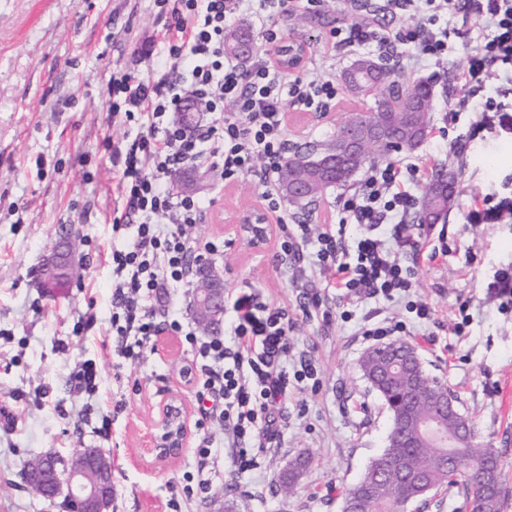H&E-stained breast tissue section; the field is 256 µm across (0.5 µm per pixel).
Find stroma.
Listing matches in <instances>:
<instances>
[{
    "label": "stroma",
    "mask_w": 512,
    "mask_h": 512,
    "mask_svg": "<svg viewBox=\"0 0 512 512\" xmlns=\"http://www.w3.org/2000/svg\"><path fill=\"white\" fill-rule=\"evenodd\" d=\"M354 17L336 0H323L314 13L297 0L277 22L285 38L315 45ZM440 23L450 32L447 56L410 76L433 85L430 134L419 148L387 156L391 162L422 160L427 173L455 176L443 222L448 259L420 262L416 274L415 295L430 304L433 319L415 328L410 342L495 449L505 512H512V306L486 294L498 272L512 269V220H466L468 210L485 204H512V94L490 125L479 111L451 114L464 94L456 71L475 42L461 19ZM162 39L149 0H0V512H67L63 500L37 495L19 473L39 455L65 459L90 444L112 460V512H172L174 498L181 512H211L229 499L238 512H341L344 490L385 448L391 426L358 367L374 343L362 336L360 317L327 327L298 310L292 270L277 259L276 241L254 251L243 237L225 232V225L259 206L252 181L225 182L221 167L209 160L187 168L193 196L211 203L193 232L203 243L224 242L213 259L224 268L225 293L254 286L287 307L293 351L310 359L321 379L317 391H292L283 403L288 426L278 448L245 473L224 458L208 498L183 500L200 434L224 444L219 424L197 425L195 392L180 378L189 348L166 335L157 352L131 364L102 346L112 311L108 257L118 179L110 145L131 131L108 112L107 83L121 64L146 71L148 60L134 45ZM374 101L344 92L327 115L289 112L290 146L331 138L351 113ZM459 139L467 144L462 155L451 147ZM64 225L76 236L77 264L69 286L50 292L42 286V264ZM88 314L96 324L85 330L81 320ZM458 321L464 327L457 336L450 328ZM85 360L100 371V391L92 396L74 393L69 379ZM173 395L188 406L193 423L182 453L159 462L148 451L149 438L160 405ZM120 396L126 406L116 413L112 401ZM108 413L114 419L103 439L97 429ZM299 456L309 459L306 475L294 494L276 493L277 476Z\"/></svg>",
    "instance_id": "35a3bbf8"
}]
</instances>
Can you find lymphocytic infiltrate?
<instances>
[{
    "label": "lymphocytic infiltrate",
    "mask_w": 512,
    "mask_h": 512,
    "mask_svg": "<svg viewBox=\"0 0 512 512\" xmlns=\"http://www.w3.org/2000/svg\"><path fill=\"white\" fill-rule=\"evenodd\" d=\"M165 39L151 51L146 72L119 69L108 81L109 110L133 125L135 132L112 145V165L120 206L112 219L113 246L111 336L103 347L130 363L155 350L164 333L183 336L192 359L185 375L199 397L219 400L205 411L206 420L224 426V445L239 471L256 469L261 453L278 447L286 428L279 413L290 390L316 381L311 360L294 359L288 335L293 319L257 288L232 294L225 309L229 336L199 338L176 314L157 319L154 309L169 289L186 287L200 245L192 233L209 204L193 197H174L170 177L202 158L221 165L225 182L255 178L268 212L277 219V246L293 267L303 314H316L325 325L350 319L353 307L375 300L406 298L417 322L433 319L425 302L411 299L416 286L413 262L447 255L446 235L424 252L425 227L408 223L417 205L421 178L417 164L401 161L368 168L358 187L343 200L338 223L311 236L306 224L290 222L278 171L286 158V114L325 112L335 107L334 79L308 80L282 72L275 64L283 34L275 14L292 11V0H152ZM400 17L394 31L364 16L330 30L324 43L332 53L369 46L395 61L402 72L415 64L437 62L448 52L449 33L440 17L461 18L481 30L456 79L479 93L488 68L512 65V0H386ZM413 21H403L404 13ZM241 15L251 16L264 49L249 68L224 56V34ZM205 103L209 124L184 128L175 114L186 96ZM211 252L219 246L204 245ZM320 291H312V280ZM333 291L335 307L324 305L321 290ZM220 456L209 436L195 449V482L185 496L205 498Z\"/></svg>",
    "instance_id": "lymphocytic-infiltrate-1"
}]
</instances>
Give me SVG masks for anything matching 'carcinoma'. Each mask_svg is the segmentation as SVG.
<instances>
[{
    "mask_svg": "<svg viewBox=\"0 0 512 512\" xmlns=\"http://www.w3.org/2000/svg\"><path fill=\"white\" fill-rule=\"evenodd\" d=\"M374 91L378 92L374 106L356 113L355 117L365 124L396 129L401 133L402 147L416 149L430 128L433 85L429 82L402 85L392 79L390 70L383 65L360 96ZM313 152L315 149L310 147H295L293 156L287 158L279 170L283 197L290 206L304 213L309 211L308 204L293 198L289 182L296 174L307 179L316 178V171L297 164L299 159ZM359 368L388 411L395 415L407 410L418 420L426 419L433 415L434 406L448 391L446 385L429 375V388L415 394V368L403 363L390 370L385 359L375 353L364 355ZM439 423L447 433L463 426L468 430L467 437L454 447L429 448L410 435L416 424L409 423L407 429H399L395 435L398 445L395 452L402 467L392 465L388 456L378 455L369 464L373 477L360 479L349 486L343 499L356 501L365 512H402L412 504H423L428 500V494L421 493V484L415 480L421 474L434 493L446 488L465 497L475 512H502L505 493L495 450L477 441L474 423L461 412L446 413ZM294 463L293 468L278 476L276 491L287 495L295 490L304 475L307 460L298 458Z\"/></svg>",
    "mask_w": 512,
    "mask_h": 512,
    "instance_id": "cac0c4a2",
    "label": "carcinoma"
}]
</instances>
